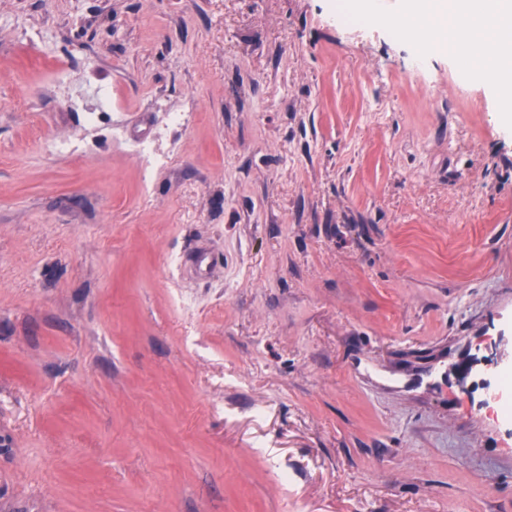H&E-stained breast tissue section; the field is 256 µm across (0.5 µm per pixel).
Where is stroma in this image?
<instances>
[{
	"label": "stroma",
	"instance_id": "1",
	"mask_svg": "<svg viewBox=\"0 0 512 512\" xmlns=\"http://www.w3.org/2000/svg\"><path fill=\"white\" fill-rule=\"evenodd\" d=\"M374 2L0 0V512H512V126ZM336 18L341 25L349 28H363L369 21L354 11L350 0H336ZM503 386L495 393L493 399L497 406V416L501 421H508L512 425L511 388H512V367L503 375ZM510 392V397L507 394Z\"/></svg>",
	"mask_w": 512,
	"mask_h": 512
}]
</instances>
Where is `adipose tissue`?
I'll return each instance as SVG.
<instances>
[{"label":"adipose tissue","mask_w":512,"mask_h":512,"mask_svg":"<svg viewBox=\"0 0 512 512\" xmlns=\"http://www.w3.org/2000/svg\"><path fill=\"white\" fill-rule=\"evenodd\" d=\"M406 12L401 38L423 51L467 43L492 65L500 109L512 112V0H408Z\"/></svg>","instance_id":"obj_1"}]
</instances>
